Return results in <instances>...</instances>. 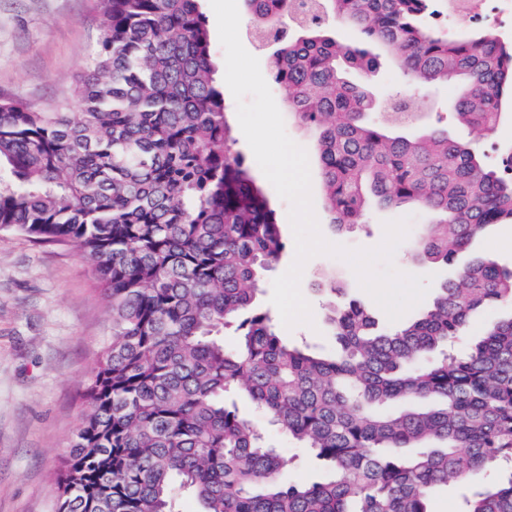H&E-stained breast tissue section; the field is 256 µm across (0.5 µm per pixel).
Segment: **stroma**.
Masks as SVG:
<instances>
[{"mask_svg":"<svg viewBox=\"0 0 512 512\" xmlns=\"http://www.w3.org/2000/svg\"><path fill=\"white\" fill-rule=\"evenodd\" d=\"M101 20L97 0H0V98L36 107L72 101L95 53ZM456 93L442 85L415 105L414 130L439 117L458 132L450 118ZM252 174L267 188L286 243L281 258L265 271L257 300L260 310L271 313L272 282L291 266L295 241L288 202L269 188L260 168ZM311 192L322 235L349 248L379 245L385 222L408 219L413 235L430 221L422 211L376 209L365 226L338 233L319 203V177H312ZM328 277L343 288L345 299L360 301L386 322L345 261L317 255L305 264L300 283L314 324L289 329L276 323L280 336L333 349L317 289ZM109 337L107 304L77 249L0 232V512H53L60 461L84 411L96 356Z\"/></svg>","mask_w":512,"mask_h":512,"instance_id":"obj_1","label":"stroma"}]
</instances>
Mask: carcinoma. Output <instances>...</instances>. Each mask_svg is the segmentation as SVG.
Returning <instances> with one entry per match:
<instances>
[{"label":"carcinoma","instance_id":"cac0c4a2","mask_svg":"<svg viewBox=\"0 0 512 512\" xmlns=\"http://www.w3.org/2000/svg\"><path fill=\"white\" fill-rule=\"evenodd\" d=\"M102 3L73 106L0 100V231L77 248L112 323L55 512H179L180 490L197 512H429L450 479L481 485L463 512H512V313L451 350L473 316L512 307V267H455L512 224V150L491 162L479 146L512 106V38L486 25L445 37L436 0H314L301 21L298 0H244L284 104L315 134L330 223L363 224L372 203L433 212L412 254L451 269L402 325L331 303L328 355L284 341L256 308L285 243L233 150L198 0ZM381 52L419 90L458 85L452 114L474 139L438 123L408 133L407 100L350 78ZM241 392L330 477L282 481L280 449L227 402Z\"/></svg>","mask_w":512,"mask_h":512}]
</instances>
